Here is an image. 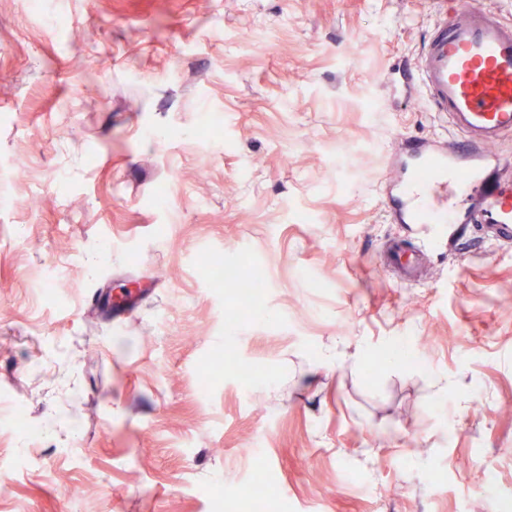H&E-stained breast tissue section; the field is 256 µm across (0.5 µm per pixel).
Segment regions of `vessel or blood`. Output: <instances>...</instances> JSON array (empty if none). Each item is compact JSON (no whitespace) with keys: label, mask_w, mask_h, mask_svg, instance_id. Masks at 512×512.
Here are the masks:
<instances>
[{"label":"vessel or blood","mask_w":512,"mask_h":512,"mask_svg":"<svg viewBox=\"0 0 512 512\" xmlns=\"http://www.w3.org/2000/svg\"><path fill=\"white\" fill-rule=\"evenodd\" d=\"M437 4L443 17L409 78L461 138L411 157L399 189L401 213L417 224H474L508 243L512 192L502 186L506 163L491 148L512 134V24L478 0ZM388 252L400 279L420 277V259H402L397 243Z\"/></svg>","instance_id":"b4317fda"}]
</instances>
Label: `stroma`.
Returning a JSON list of instances; mask_svg holds the SVG:
<instances>
[{
  "mask_svg": "<svg viewBox=\"0 0 512 512\" xmlns=\"http://www.w3.org/2000/svg\"><path fill=\"white\" fill-rule=\"evenodd\" d=\"M438 20L0 0V512H257L260 482L279 512H498L486 465L512 498V243L454 224L421 280L384 265L427 239L398 156L457 137L401 79ZM206 256L264 276L251 310Z\"/></svg>",
  "mask_w": 512,
  "mask_h": 512,
  "instance_id": "1",
  "label": "stroma"
}]
</instances>
